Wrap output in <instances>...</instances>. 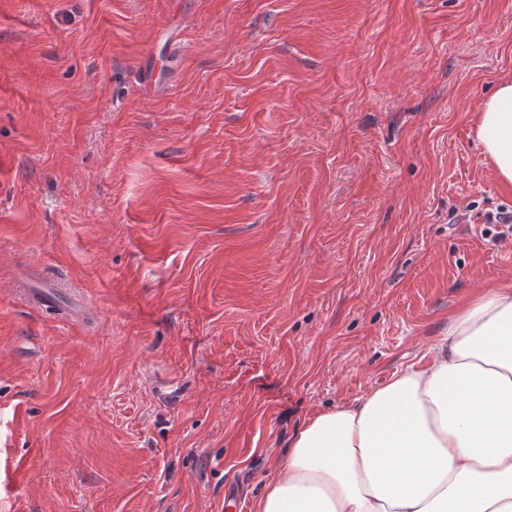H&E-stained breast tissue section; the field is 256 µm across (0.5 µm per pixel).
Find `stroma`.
I'll use <instances>...</instances> for the list:
<instances>
[{"label":"stroma","instance_id":"1","mask_svg":"<svg viewBox=\"0 0 512 512\" xmlns=\"http://www.w3.org/2000/svg\"><path fill=\"white\" fill-rule=\"evenodd\" d=\"M506 75L512 0H0V512H253L512 278ZM474 127L484 157L503 183L512 184V78L500 81L483 100Z\"/></svg>","mask_w":512,"mask_h":512}]
</instances>
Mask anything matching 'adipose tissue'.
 Returning a JSON list of instances; mask_svg holds the SVG:
<instances>
[{"label":"adipose tissue","instance_id":"obj_1","mask_svg":"<svg viewBox=\"0 0 512 512\" xmlns=\"http://www.w3.org/2000/svg\"><path fill=\"white\" fill-rule=\"evenodd\" d=\"M474 127L512 184V78ZM255 512H512V280L456 311L425 363L310 415Z\"/></svg>","mask_w":512,"mask_h":512}]
</instances>
